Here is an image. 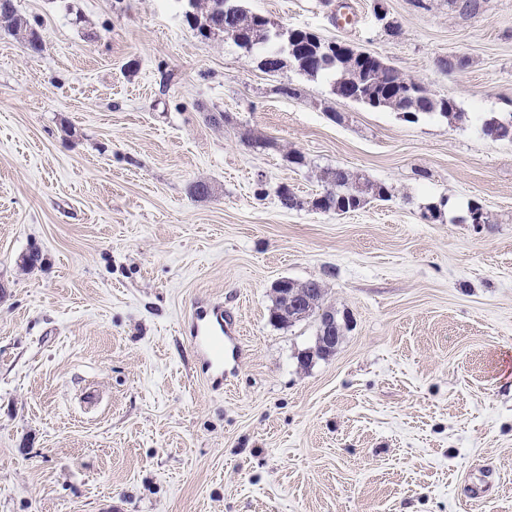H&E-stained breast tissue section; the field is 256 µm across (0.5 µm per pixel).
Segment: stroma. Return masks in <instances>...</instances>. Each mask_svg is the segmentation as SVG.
I'll return each mask as SVG.
<instances>
[{
  "mask_svg": "<svg viewBox=\"0 0 512 512\" xmlns=\"http://www.w3.org/2000/svg\"><path fill=\"white\" fill-rule=\"evenodd\" d=\"M339 1L243 4L467 122L267 74L184 0H14L43 49L0 29V512H512V142L481 130L512 114V0H343L337 24ZM336 166L392 199L312 209ZM283 278L343 327L306 367L316 318L270 320ZM197 305L236 319L220 381ZM370 55L369 67L360 75L359 97L355 102L372 109L402 112L410 119H417L419 114H439L449 121H459L466 114L453 100L432 96L421 83L401 74L381 58ZM380 97L385 100L374 105L373 99Z\"/></svg>",
  "mask_w": 512,
  "mask_h": 512,
  "instance_id": "stroma-1",
  "label": "stroma"
}]
</instances>
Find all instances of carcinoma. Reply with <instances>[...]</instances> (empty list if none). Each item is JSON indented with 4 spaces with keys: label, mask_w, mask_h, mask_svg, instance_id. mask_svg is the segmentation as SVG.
Segmentation results:
<instances>
[{
    "label": "carcinoma",
    "mask_w": 512,
    "mask_h": 512,
    "mask_svg": "<svg viewBox=\"0 0 512 512\" xmlns=\"http://www.w3.org/2000/svg\"><path fill=\"white\" fill-rule=\"evenodd\" d=\"M196 10L199 19L214 26H222L228 18H234L238 26L237 37H243L255 46L265 43L273 34L271 22L264 25L254 22L255 13L244 8L240 0H196ZM0 28L23 41L30 50L38 52L42 49L37 31L17 12L11 0L0 4ZM286 51L301 73L310 77L326 75L332 78L334 87L355 78L353 62L360 57V52L347 46L344 56H323L315 64L307 66L301 56L302 45L290 42ZM356 102L372 109L378 107L401 112L410 119H416L420 114H438L450 121H458L464 116L453 100L432 96L421 83L401 74L374 55L369 59V67L360 75ZM482 131L495 141L512 142V114L504 118L490 116L483 119ZM318 178L325 189L339 186L334 206L338 213L361 208L370 196L382 200L392 197L388 186L364 182L343 168H323Z\"/></svg>",
    "instance_id": "cac0c4a2"
}]
</instances>
